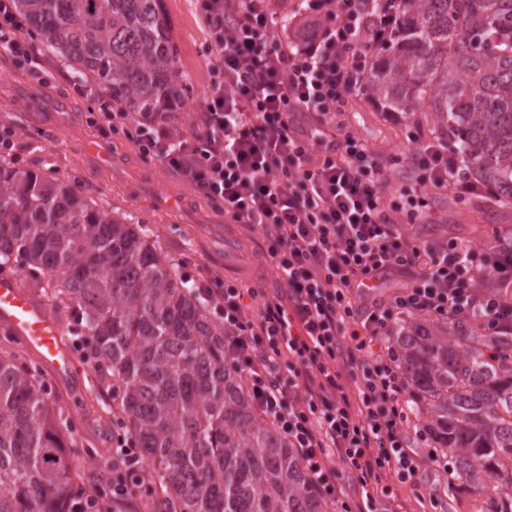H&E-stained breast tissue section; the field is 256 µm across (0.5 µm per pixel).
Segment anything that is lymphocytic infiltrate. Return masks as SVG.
<instances>
[{
	"instance_id": "obj_1",
	"label": "lymphocytic infiltrate",
	"mask_w": 512,
	"mask_h": 512,
	"mask_svg": "<svg viewBox=\"0 0 512 512\" xmlns=\"http://www.w3.org/2000/svg\"><path fill=\"white\" fill-rule=\"evenodd\" d=\"M307 24L281 26L277 0H197L209 33L210 82L187 130L170 112L113 110L100 94L98 129L132 124L131 140L218 205L230 223L262 235L278 280L272 293L200 285L224 319V354L239 371L260 418L282 434L317 493L340 500L341 471L359 491L344 512H376L394 483L422 469L447 475L426 429L413 428L411 394L390 340L406 314L489 325L512 318V303L480 293L485 280L512 288V241L501 229L480 248L433 244L405 224L431 216L425 196L477 193L446 144L415 139L416 178L400 202L384 186L398 157L380 158L334 115L360 89L392 16L374 0H306ZM0 54L23 58L40 76L42 55L0 0ZM401 280L388 303L358 305L383 276ZM128 468L113 497H136L144 482L133 438L114 434Z\"/></svg>"
}]
</instances>
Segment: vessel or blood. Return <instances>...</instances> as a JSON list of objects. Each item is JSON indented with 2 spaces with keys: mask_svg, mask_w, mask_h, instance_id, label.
Here are the masks:
<instances>
[{
  "mask_svg": "<svg viewBox=\"0 0 512 512\" xmlns=\"http://www.w3.org/2000/svg\"><path fill=\"white\" fill-rule=\"evenodd\" d=\"M0 324L37 351L54 376L72 371L70 359L61 350L62 325L57 313L6 275L0 277Z\"/></svg>",
  "mask_w": 512,
  "mask_h": 512,
  "instance_id": "obj_1",
  "label": "vessel or blood"
}]
</instances>
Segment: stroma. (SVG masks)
Masks as SVG:
<instances>
[{"label":"stroma","instance_id":"stroma-1","mask_svg":"<svg viewBox=\"0 0 512 512\" xmlns=\"http://www.w3.org/2000/svg\"><path fill=\"white\" fill-rule=\"evenodd\" d=\"M177 51L183 100L179 112L192 116L203 103L208 87L207 34L195 0H162ZM43 82H36L13 58L0 55V130L15 133L14 150L21 165L33 171L54 173L81 194L101 201L112 213L147 225L169 262L180 263L181 273L196 283L220 279L244 288H267L275 273L264 258L262 238L243 226L229 224L223 211L182 183L154 159L133 145L131 129L105 135L88 123L95 111L92 96L76 95L63 79L64 64L45 53ZM338 124L353 132L380 156H401L385 188L388 201H397L403 188L412 186L415 166L409 157L414 133H429L425 120L404 115L389 117L366 96L347 98L336 115ZM435 232L423 224L407 225V232L422 239L454 241L479 247L495 227L512 229V204L487 205L477 197H460L438 191L427 198ZM232 232L239 270L224 268V234ZM62 344L75 370L54 377L39 353L20 337L0 326V355L18 353L35 368L46 391L78 442L73 466L92 477L112 461V402L98 391V374L84 356L72 331L66 307H59ZM394 494L403 512H488L486 496L466 486L448 488L434 471H424L418 484L398 485Z\"/></svg>","mask_w":512,"mask_h":512}]
</instances>
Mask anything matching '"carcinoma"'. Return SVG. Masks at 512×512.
I'll list each match as a JSON object with an SVG mask.
<instances>
[{
    "label": "carcinoma",
    "mask_w": 512,
    "mask_h": 512,
    "mask_svg": "<svg viewBox=\"0 0 512 512\" xmlns=\"http://www.w3.org/2000/svg\"><path fill=\"white\" fill-rule=\"evenodd\" d=\"M29 32L130 112H172L177 54L160 0H16ZM363 95L432 134L461 175L512 204V0H399ZM153 233L51 175L0 161V268L28 270L79 311L84 350L118 388L154 512H331L224 360V322ZM394 344L458 479L512 512V319L488 330L402 320ZM37 374L0 357V512H114L109 482L75 476L71 428Z\"/></svg>",
    "instance_id": "1"
}]
</instances>
